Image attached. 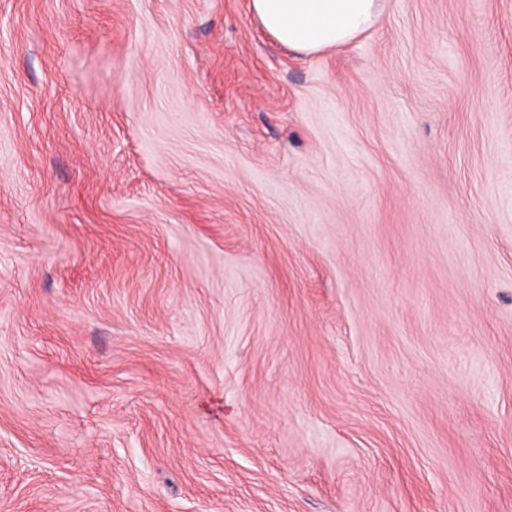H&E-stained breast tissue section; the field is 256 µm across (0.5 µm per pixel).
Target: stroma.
Returning a JSON list of instances; mask_svg holds the SVG:
<instances>
[{
  "label": "stroma",
  "instance_id": "stroma-1",
  "mask_svg": "<svg viewBox=\"0 0 512 512\" xmlns=\"http://www.w3.org/2000/svg\"><path fill=\"white\" fill-rule=\"evenodd\" d=\"M0 512H512V0H0ZM385 3V0H250V10L277 41L310 55L358 38L381 17Z\"/></svg>",
  "mask_w": 512,
  "mask_h": 512
}]
</instances>
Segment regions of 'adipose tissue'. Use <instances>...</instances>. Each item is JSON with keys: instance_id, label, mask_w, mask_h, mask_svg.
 <instances>
[{"instance_id": "ef3b65f1", "label": "adipose tissue", "mask_w": 512, "mask_h": 512, "mask_svg": "<svg viewBox=\"0 0 512 512\" xmlns=\"http://www.w3.org/2000/svg\"><path fill=\"white\" fill-rule=\"evenodd\" d=\"M384 9L385 0H250L251 12L268 34L307 55L355 40Z\"/></svg>"}]
</instances>
